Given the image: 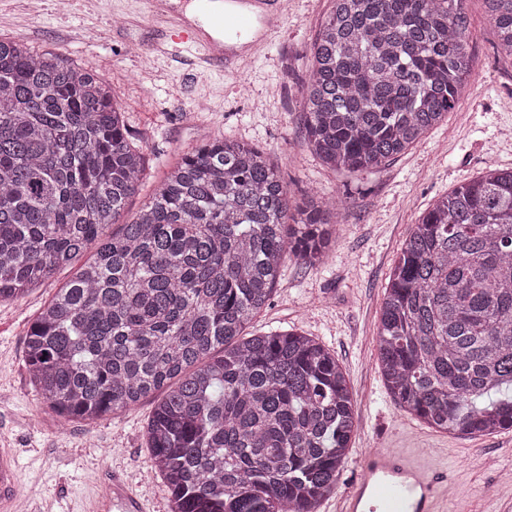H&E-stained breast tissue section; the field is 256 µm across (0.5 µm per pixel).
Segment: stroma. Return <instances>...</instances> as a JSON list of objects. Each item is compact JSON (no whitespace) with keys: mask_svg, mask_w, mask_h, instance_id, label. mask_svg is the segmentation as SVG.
Here are the masks:
<instances>
[{"mask_svg":"<svg viewBox=\"0 0 512 512\" xmlns=\"http://www.w3.org/2000/svg\"><path fill=\"white\" fill-rule=\"evenodd\" d=\"M0 0V38L95 67L110 83L134 142L142 184L123 215L131 221L181 154L213 139L270 152L293 203L341 199L325 265L286 261L252 334L298 329L335 353L357 406L358 429L336 484L345 491L363 453L397 448L445 469L447 512H512V430L468 437L440 432L400 410L377 365L380 311L403 241L442 195L487 170L512 167V60L482 0H465L470 72L454 110L421 141L373 173L337 172L307 148L301 89L311 45L330 0H288L281 32L239 73L195 74L184 56L153 58L159 33L144 0ZM57 269L24 296L0 302V448L18 465V489L36 487L37 512H84L104 480L119 474L149 512H168L167 490L147 446L154 402L96 420L65 418L40 404L25 339L38 311L74 276ZM494 467H485V458Z\"/></svg>","mask_w":512,"mask_h":512,"instance_id":"1","label":"stroma"}]
</instances>
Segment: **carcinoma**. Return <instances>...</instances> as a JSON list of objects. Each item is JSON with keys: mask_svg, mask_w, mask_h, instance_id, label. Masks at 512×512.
I'll use <instances>...</instances> for the list:
<instances>
[{"mask_svg": "<svg viewBox=\"0 0 512 512\" xmlns=\"http://www.w3.org/2000/svg\"><path fill=\"white\" fill-rule=\"evenodd\" d=\"M464 2L332 0L301 90L323 164L377 169L455 108ZM484 5L512 59V0ZM144 164L93 67L0 40V300L94 251L27 333L36 395L88 419L158 395L146 437L169 512H317L357 431L345 373L312 336L244 330L286 259L325 262L336 204L292 207L265 150L216 139L108 232ZM377 361L394 403L428 427L512 429V168L440 197L405 239Z\"/></svg>", "mask_w": 512, "mask_h": 512, "instance_id": "obj_1", "label": "carcinoma"}]
</instances>
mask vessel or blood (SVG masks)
<instances>
[{
	"label": "vessel or blood",
	"mask_w": 512,
	"mask_h": 512,
	"mask_svg": "<svg viewBox=\"0 0 512 512\" xmlns=\"http://www.w3.org/2000/svg\"><path fill=\"white\" fill-rule=\"evenodd\" d=\"M149 18L161 24L165 41L153 47L157 55L176 50L193 53L203 69L223 65L235 71L253 59L269 38L278 32L284 12L281 0H226L224 16L218 22L223 39H215L191 23L168 0H145ZM17 471L12 458L0 451V512H15ZM390 502L393 512H444L448 501V480L431 465L410 459L392 449L365 452L350 486L337 495L335 512H378L379 504ZM92 512H146L140 499L120 476L107 482Z\"/></svg>",
	"instance_id": "b4317fda"
}]
</instances>
